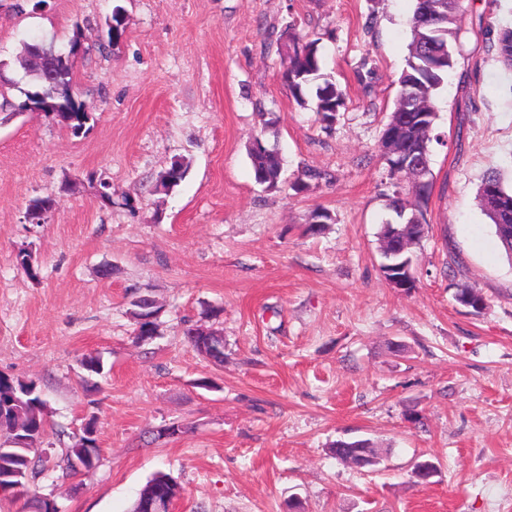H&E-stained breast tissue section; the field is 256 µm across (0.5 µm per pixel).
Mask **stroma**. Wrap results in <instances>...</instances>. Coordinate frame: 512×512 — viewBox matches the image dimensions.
<instances>
[{
  "mask_svg": "<svg viewBox=\"0 0 512 512\" xmlns=\"http://www.w3.org/2000/svg\"><path fill=\"white\" fill-rule=\"evenodd\" d=\"M11 2L0 0L8 76L21 79L26 42L61 47L80 33L77 91L91 116L76 134L38 112H0V374L34 381L47 401L38 492L58 512H130L162 472L182 489L173 512H512V260L477 195L492 171L512 186V68L484 37L512 28V0H469L457 20L406 293L380 271L378 233L399 221L380 139L412 0H48L22 14ZM117 4L125 38L103 52L100 23ZM290 22L318 39L323 72L346 94L333 135L282 81L272 42ZM256 137L282 155L277 190L254 180ZM178 158L189 171L163 190ZM308 167L333 185L295 193ZM44 197L54 209L30 223ZM318 209L333 222L311 236ZM23 249L38 278L19 266ZM463 286L484 295L481 313L457 302ZM139 292L159 308L143 344L129 314ZM190 323L222 331L223 364L187 342ZM89 355L104 364L90 388ZM90 417L99 461L63 476ZM173 422L184 433L155 438ZM339 439L371 440L381 464L342 463L329 451ZM425 459L438 474L414 483Z\"/></svg>",
  "mask_w": 512,
  "mask_h": 512,
  "instance_id": "35a3bbf8",
  "label": "stroma"
}]
</instances>
